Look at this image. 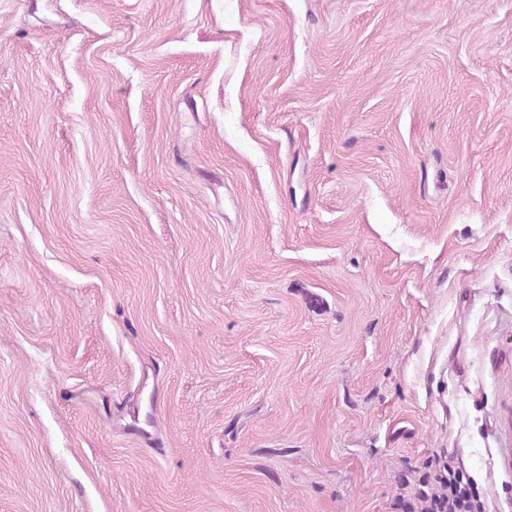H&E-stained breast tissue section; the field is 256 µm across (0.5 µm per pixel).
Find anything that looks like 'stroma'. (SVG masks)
<instances>
[{"mask_svg": "<svg viewBox=\"0 0 512 512\" xmlns=\"http://www.w3.org/2000/svg\"><path fill=\"white\" fill-rule=\"evenodd\" d=\"M512 512V0H0V512ZM415 499L428 504L425 512H484L470 477L450 466L437 470L433 461L426 464L418 478Z\"/></svg>", "mask_w": 512, "mask_h": 512, "instance_id": "stroma-1", "label": "stroma"}]
</instances>
